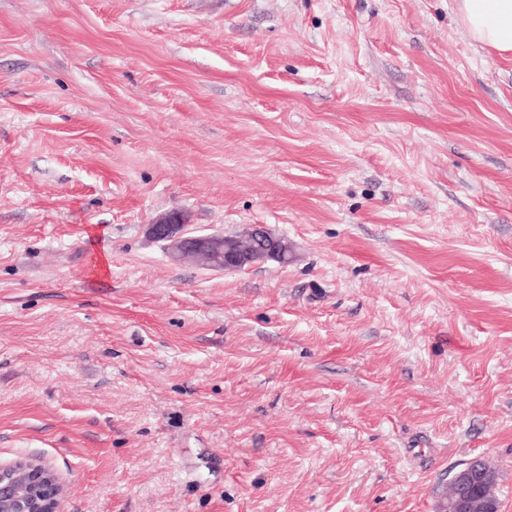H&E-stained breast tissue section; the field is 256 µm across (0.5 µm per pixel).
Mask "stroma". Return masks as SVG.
<instances>
[{
    "mask_svg": "<svg viewBox=\"0 0 512 512\" xmlns=\"http://www.w3.org/2000/svg\"><path fill=\"white\" fill-rule=\"evenodd\" d=\"M263 224L296 259L170 261ZM61 512H512V57L454 0H0V464ZM185 215L173 211L149 225V235L159 242H165L171 258L181 261L190 258L203 266L201 262L215 253L216 259L206 265L216 270H243L251 267L254 253L246 250L244 243L257 244L256 252L266 259L288 264L293 253L288 240L276 236L263 226L254 225L239 236L228 237L223 234L190 235L185 231ZM63 486L48 463L0 465V512H59ZM475 462L470 461L450 474L444 512L495 511L496 478L489 469L481 468Z\"/></svg>",
    "mask_w": 512,
    "mask_h": 512,
    "instance_id": "35a3bbf8",
    "label": "stroma"
}]
</instances>
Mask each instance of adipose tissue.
Here are the masks:
<instances>
[{"mask_svg": "<svg viewBox=\"0 0 512 512\" xmlns=\"http://www.w3.org/2000/svg\"><path fill=\"white\" fill-rule=\"evenodd\" d=\"M454 9L473 42L512 55V0H454Z\"/></svg>", "mask_w": 512, "mask_h": 512, "instance_id": "obj_1", "label": "adipose tissue"}]
</instances>
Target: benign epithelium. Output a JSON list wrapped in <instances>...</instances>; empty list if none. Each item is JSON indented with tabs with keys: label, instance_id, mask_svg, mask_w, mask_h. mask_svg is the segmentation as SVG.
<instances>
[{
	"label": "benign epithelium",
	"instance_id": "benign-epithelium-1",
	"mask_svg": "<svg viewBox=\"0 0 512 512\" xmlns=\"http://www.w3.org/2000/svg\"><path fill=\"white\" fill-rule=\"evenodd\" d=\"M185 215L173 211L149 225V235L166 243L171 258H190L198 263L216 256L207 265L216 270H243L253 265L254 253L287 264L293 260L288 240L263 226L254 225L244 233L191 235L185 231ZM256 244L252 253L244 243ZM494 474L471 461L453 471L448 480L444 512H495ZM63 486L49 464L17 460L0 465V512H59Z\"/></svg>",
	"mask_w": 512,
	"mask_h": 512
}]
</instances>
